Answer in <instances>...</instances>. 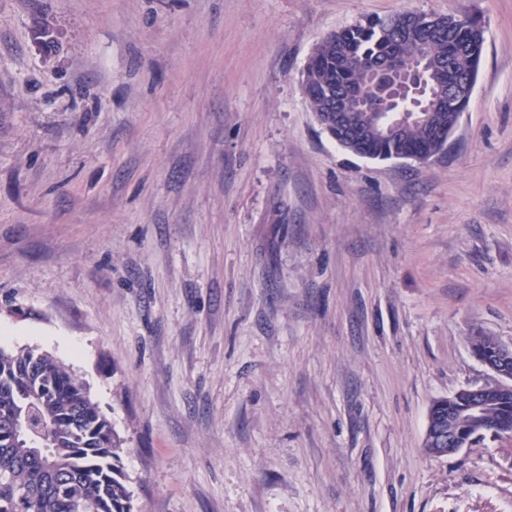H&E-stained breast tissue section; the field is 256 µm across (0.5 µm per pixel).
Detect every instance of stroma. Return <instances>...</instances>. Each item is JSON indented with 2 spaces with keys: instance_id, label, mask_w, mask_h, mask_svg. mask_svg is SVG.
<instances>
[{
  "instance_id": "obj_1",
  "label": "stroma",
  "mask_w": 512,
  "mask_h": 512,
  "mask_svg": "<svg viewBox=\"0 0 512 512\" xmlns=\"http://www.w3.org/2000/svg\"><path fill=\"white\" fill-rule=\"evenodd\" d=\"M476 12L429 163L336 144L303 89L369 16ZM0 347L122 439L133 512H512V436L429 405L512 345V0H0Z\"/></svg>"
}]
</instances>
